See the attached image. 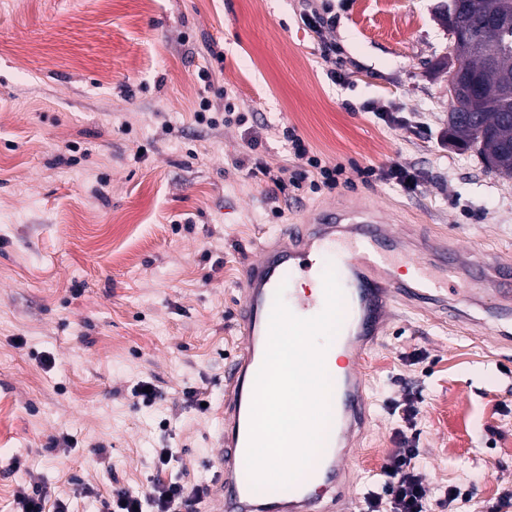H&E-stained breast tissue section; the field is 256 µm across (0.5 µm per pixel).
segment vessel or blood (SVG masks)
<instances>
[{
    "mask_svg": "<svg viewBox=\"0 0 512 512\" xmlns=\"http://www.w3.org/2000/svg\"><path fill=\"white\" fill-rule=\"evenodd\" d=\"M395 236L368 204L333 206L305 224L265 243L243 273L242 298L236 308L241 346L224 366V408L217 434V480L207 503L211 512H353L350 464L356 432L371 418L362 363L398 299L437 300L459 279L486 281L512 300V266L470 264L435 242L400 255L408 278L381 282L396 254ZM333 257L344 292L343 321L329 351L342 365L331 373V422L324 442L308 467L307 479L284 488L254 487L246 466L251 407L257 373L263 363L269 318L276 290L297 316L310 318L325 307L323 289L299 291L294 282L311 272L322 276V260Z\"/></svg>",
    "mask_w": 512,
    "mask_h": 512,
    "instance_id": "vessel-or-blood-1",
    "label": "vessel or blood"
}]
</instances>
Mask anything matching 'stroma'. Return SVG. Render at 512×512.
<instances>
[{
    "mask_svg": "<svg viewBox=\"0 0 512 512\" xmlns=\"http://www.w3.org/2000/svg\"><path fill=\"white\" fill-rule=\"evenodd\" d=\"M450 2L329 0L319 35L299 0H0V512L20 483L102 512L147 491L159 448L172 478L213 482L241 269L281 225L370 200L412 237L512 263V179L448 144ZM287 130L343 167L337 188L273 198L298 168ZM247 153L271 180L236 169ZM392 164L416 194L357 174ZM471 288L398 303L370 350L357 497L399 449L388 403L408 391L431 498L458 486L457 512H490L512 490V346Z\"/></svg>",
    "mask_w": 512,
    "mask_h": 512,
    "instance_id": "35a3bbf8",
    "label": "stroma"
}]
</instances>
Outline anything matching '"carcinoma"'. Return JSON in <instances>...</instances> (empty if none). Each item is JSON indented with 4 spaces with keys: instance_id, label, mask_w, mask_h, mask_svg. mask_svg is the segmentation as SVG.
Here are the masks:
<instances>
[{
    "instance_id": "cac0c4a2",
    "label": "carcinoma",
    "mask_w": 512,
    "mask_h": 512,
    "mask_svg": "<svg viewBox=\"0 0 512 512\" xmlns=\"http://www.w3.org/2000/svg\"><path fill=\"white\" fill-rule=\"evenodd\" d=\"M451 13L467 26L476 48L469 61L472 83L466 98L478 99L484 89L497 84L505 75L512 76V36L503 24L512 26V0H452ZM448 113L449 130L465 146L475 142L486 166L499 176L512 178V94L484 99V107L475 123L465 122L464 104L453 99Z\"/></svg>"
}]
</instances>
